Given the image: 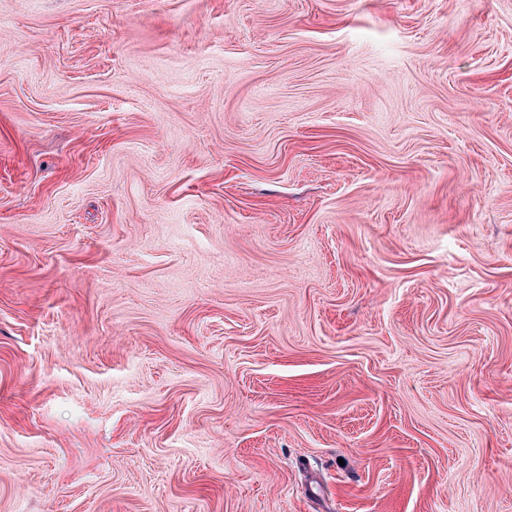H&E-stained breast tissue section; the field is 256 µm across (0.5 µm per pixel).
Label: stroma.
<instances>
[{
	"label": "stroma",
	"mask_w": 512,
	"mask_h": 512,
	"mask_svg": "<svg viewBox=\"0 0 512 512\" xmlns=\"http://www.w3.org/2000/svg\"><path fill=\"white\" fill-rule=\"evenodd\" d=\"M0 512H512V0H0Z\"/></svg>",
	"instance_id": "stroma-1"
}]
</instances>
